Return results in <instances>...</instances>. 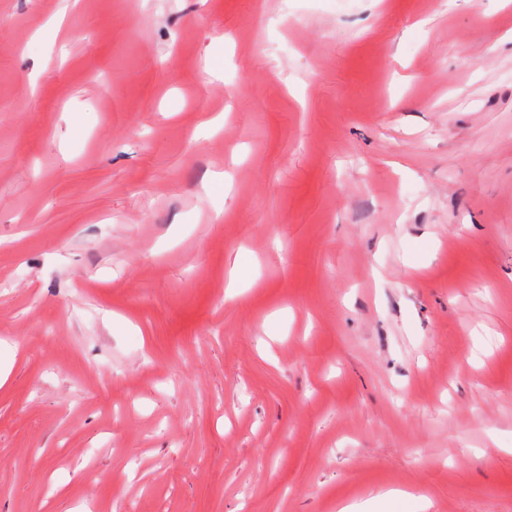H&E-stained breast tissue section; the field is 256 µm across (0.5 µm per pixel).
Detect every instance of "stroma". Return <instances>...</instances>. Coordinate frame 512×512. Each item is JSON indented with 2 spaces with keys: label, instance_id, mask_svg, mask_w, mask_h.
I'll return each mask as SVG.
<instances>
[{
  "label": "stroma",
  "instance_id": "obj_1",
  "mask_svg": "<svg viewBox=\"0 0 512 512\" xmlns=\"http://www.w3.org/2000/svg\"><path fill=\"white\" fill-rule=\"evenodd\" d=\"M0 360V512H512V0H0Z\"/></svg>",
  "mask_w": 512,
  "mask_h": 512
}]
</instances>
